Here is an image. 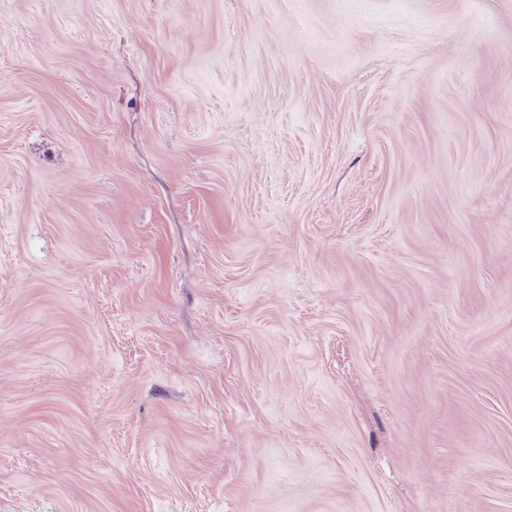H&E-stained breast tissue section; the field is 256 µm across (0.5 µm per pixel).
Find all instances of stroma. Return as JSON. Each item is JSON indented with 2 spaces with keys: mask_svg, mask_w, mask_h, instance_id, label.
<instances>
[{
  "mask_svg": "<svg viewBox=\"0 0 512 512\" xmlns=\"http://www.w3.org/2000/svg\"><path fill=\"white\" fill-rule=\"evenodd\" d=\"M0 512H512V0H0Z\"/></svg>",
  "mask_w": 512,
  "mask_h": 512,
  "instance_id": "35a3bbf8",
  "label": "stroma"
}]
</instances>
